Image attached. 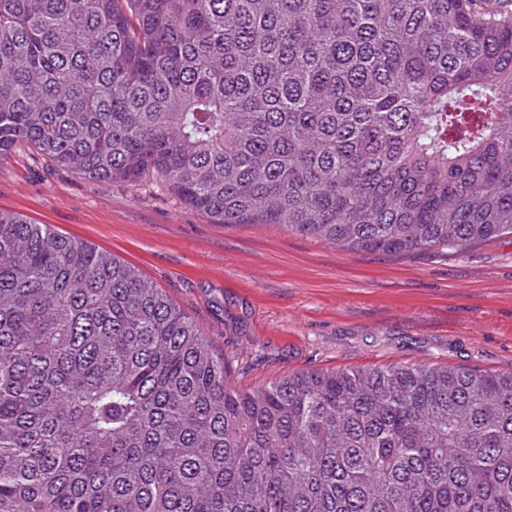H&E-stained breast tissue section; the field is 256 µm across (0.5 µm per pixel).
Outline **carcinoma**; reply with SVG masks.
<instances>
[{"instance_id":"obj_1","label":"carcinoma","mask_w":512,"mask_h":512,"mask_svg":"<svg viewBox=\"0 0 512 512\" xmlns=\"http://www.w3.org/2000/svg\"><path fill=\"white\" fill-rule=\"evenodd\" d=\"M343 250L512 236V0H0V161ZM0 512H512V373L226 380L139 270L0 211Z\"/></svg>"}]
</instances>
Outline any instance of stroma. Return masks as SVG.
Here are the masks:
<instances>
[{
	"label": "stroma",
	"mask_w": 512,
	"mask_h": 512,
	"mask_svg": "<svg viewBox=\"0 0 512 512\" xmlns=\"http://www.w3.org/2000/svg\"><path fill=\"white\" fill-rule=\"evenodd\" d=\"M0 210L136 266L260 388L315 369L512 372V239L464 252H350L264 224H217L152 178L102 183L27 150L0 162Z\"/></svg>",
	"instance_id": "35a3bbf8"
}]
</instances>
